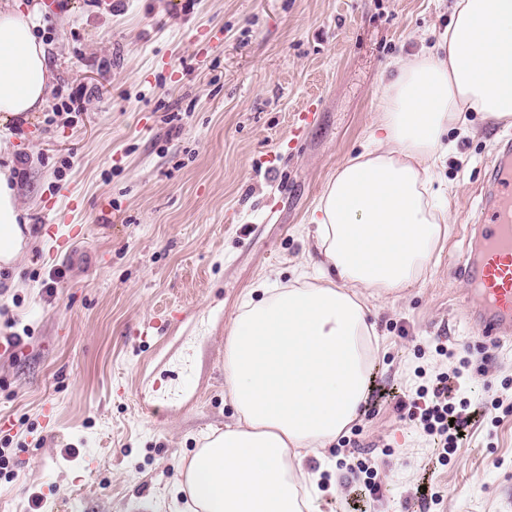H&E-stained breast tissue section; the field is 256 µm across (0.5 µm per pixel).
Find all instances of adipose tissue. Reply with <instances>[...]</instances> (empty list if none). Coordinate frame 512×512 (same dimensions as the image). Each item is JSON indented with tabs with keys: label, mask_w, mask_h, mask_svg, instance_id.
Returning <instances> with one entry per match:
<instances>
[{
	"label": "adipose tissue",
	"mask_w": 512,
	"mask_h": 512,
	"mask_svg": "<svg viewBox=\"0 0 512 512\" xmlns=\"http://www.w3.org/2000/svg\"><path fill=\"white\" fill-rule=\"evenodd\" d=\"M40 0H0V126L47 103L52 75L35 30ZM372 145L327 182L308 222L315 273L262 288L232 319L224 395L234 424L209 435L179 487L196 512H320L307 470L365 403L379 338L374 302L413 287L448 236L437 169L469 133V113L512 126V0H455L433 47L392 61ZM20 167L0 166V268L29 233Z\"/></svg>",
	"instance_id": "1"
}]
</instances>
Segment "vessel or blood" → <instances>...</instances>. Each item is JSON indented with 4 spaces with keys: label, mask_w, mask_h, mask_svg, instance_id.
Returning a JSON list of instances; mask_svg holds the SVG:
<instances>
[{
    "label": "vessel or blood",
    "mask_w": 512,
    "mask_h": 512,
    "mask_svg": "<svg viewBox=\"0 0 512 512\" xmlns=\"http://www.w3.org/2000/svg\"><path fill=\"white\" fill-rule=\"evenodd\" d=\"M480 250L464 275L473 291L470 318L479 337L500 342L512 335V159L502 158L492 199L480 218Z\"/></svg>",
    "instance_id": "obj_1"
}]
</instances>
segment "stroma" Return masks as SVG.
<instances>
[{
  "label": "stroma",
  "mask_w": 512,
  "mask_h": 512,
  "mask_svg": "<svg viewBox=\"0 0 512 512\" xmlns=\"http://www.w3.org/2000/svg\"><path fill=\"white\" fill-rule=\"evenodd\" d=\"M454 0H49L38 34L49 106L0 127L27 165L19 198L31 239L0 270V512H175L179 469L233 423L224 343L250 288L287 284L318 259L306 218L362 152L394 58L434 44ZM81 104H72L73 96ZM437 180L449 231L416 287L378 304L372 386L325 450L321 512H512V339L474 338L460 269L512 126L472 115ZM301 136H293L296 125ZM155 320L146 341L134 329ZM449 356L438 355L437 345ZM469 362L468 440L438 444L399 401ZM160 396V418L144 397ZM499 409L474 415L481 403ZM54 418H46L45 408Z\"/></svg>",
  "instance_id": "35a3bbf8"
}]
</instances>
